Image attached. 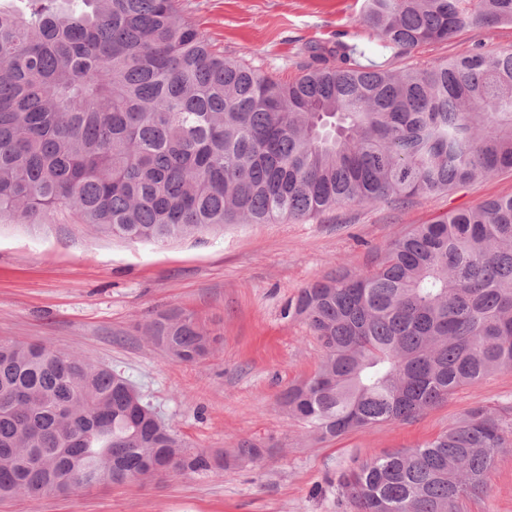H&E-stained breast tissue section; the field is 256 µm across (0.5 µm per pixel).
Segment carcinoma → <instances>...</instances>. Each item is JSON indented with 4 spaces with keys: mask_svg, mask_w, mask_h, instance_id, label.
I'll return each mask as SVG.
<instances>
[{
    "mask_svg": "<svg viewBox=\"0 0 512 512\" xmlns=\"http://www.w3.org/2000/svg\"><path fill=\"white\" fill-rule=\"evenodd\" d=\"M0 0V219L69 212L113 239L164 244L231 224L403 204L512 170V52L365 68L338 41L291 81L224 57L178 0ZM384 46L408 53L469 26L512 23V0H365ZM321 350L281 397L319 440L407 421L512 370V196L393 241L365 270L301 289ZM170 357L211 352L191 313L146 327ZM512 421L476 407L435 439L339 476L354 512H457L483 490ZM189 453L122 374L37 342H0V499L66 494L260 460Z\"/></svg>",
    "mask_w": 512,
    "mask_h": 512,
    "instance_id": "obj_1",
    "label": "carcinoma"
}]
</instances>
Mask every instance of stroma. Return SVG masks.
I'll return each instance as SVG.
<instances>
[{
	"mask_svg": "<svg viewBox=\"0 0 512 512\" xmlns=\"http://www.w3.org/2000/svg\"><path fill=\"white\" fill-rule=\"evenodd\" d=\"M363 2L180 0L217 51L280 79L297 75L307 46L339 40L356 47L360 65L397 71L477 48L512 50V24H503L469 27L401 55L362 24ZM511 195L512 172H504L399 208L345 205L314 220L238 224L162 245L102 237L57 214L0 224V342H39L111 367L190 449L225 453L245 439L267 447L257 462L11 498L0 501V512H351L336 487L341 472L430 441L471 408L512 407V370L457 390L415 419L319 441L279 404L320 355L290 301L336 271L372 266L418 225ZM171 310L194 313L212 333L207 358L182 362L149 340L147 325ZM460 510L512 512V445L497 449L485 489L463 497Z\"/></svg>",
	"mask_w": 512,
	"mask_h": 512,
	"instance_id": "35a3bbf8",
	"label": "stroma"
}]
</instances>
